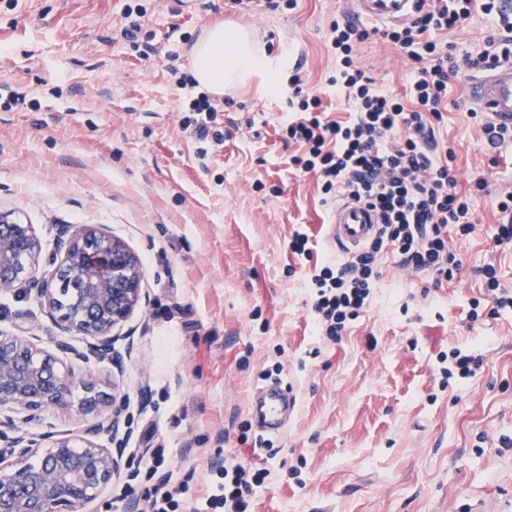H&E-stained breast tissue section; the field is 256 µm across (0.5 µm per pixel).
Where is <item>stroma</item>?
Here are the masks:
<instances>
[{
  "label": "stroma",
  "instance_id": "stroma-1",
  "mask_svg": "<svg viewBox=\"0 0 512 512\" xmlns=\"http://www.w3.org/2000/svg\"><path fill=\"white\" fill-rule=\"evenodd\" d=\"M141 6L152 38H121L125 5ZM344 0H296L246 14L229 0H0V212L33 225L43 254L62 225L95 226L140 260L142 302L115 328V378L125 398L118 438L127 452L163 451L164 470L189 476L185 512L202 508L214 464L232 455L267 469L251 512H473L499 498L512 512V311L494 312L481 270L494 264L512 291V246H500V196L512 191V141L491 147L466 112L464 72L450 81L443 134L456 149L459 190L473 193L469 235L449 233L460 263L447 284L378 261L370 308L341 342L316 334L308 282L331 257L330 206L317 178L298 176L277 128L283 102L266 75L225 91L223 145L198 158L181 129L185 94L159 48L171 27L184 70L217 24L243 27L276 81L299 72L324 87L336 63L329 23ZM493 26L480 10L446 35L478 52ZM357 63L379 88L404 94L414 74L373 35ZM484 189H477V181ZM305 232L312 254L291 252ZM29 329L51 347L57 330L22 289L0 292V333ZM460 346L481 367L444 379L439 358ZM292 389L287 432L261 434L252 413L266 377ZM77 410L48 408L27 430L80 435ZM248 443H241V436ZM267 445H253L256 437ZM142 479L123 472L92 512H139Z\"/></svg>",
  "mask_w": 512,
  "mask_h": 512
}]
</instances>
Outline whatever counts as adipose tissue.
<instances>
[{
	"mask_svg": "<svg viewBox=\"0 0 512 512\" xmlns=\"http://www.w3.org/2000/svg\"><path fill=\"white\" fill-rule=\"evenodd\" d=\"M192 68L202 86L220 94L225 88L267 72L268 62L245 30L230 32L218 25L207 30L194 47Z\"/></svg>",
	"mask_w": 512,
	"mask_h": 512,
	"instance_id": "adipose-tissue-1",
	"label": "adipose tissue"
}]
</instances>
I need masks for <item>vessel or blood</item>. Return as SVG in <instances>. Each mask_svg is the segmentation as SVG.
<instances>
[{"label":"vessel or blood","instance_id":"b4317fda","mask_svg":"<svg viewBox=\"0 0 512 512\" xmlns=\"http://www.w3.org/2000/svg\"><path fill=\"white\" fill-rule=\"evenodd\" d=\"M353 17L381 25L402 24L417 12L419 0H353ZM468 100L484 112L492 123L512 127V62L498 64L472 79L467 87ZM379 217L363 202L344 196L333 207L327 225V240L335 249L357 253L378 236ZM262 430L284 432L296 408V398L281 383L266 385L255 400Z\"/></svg>","mask_w":512,"mask_h":512}]
</instances>
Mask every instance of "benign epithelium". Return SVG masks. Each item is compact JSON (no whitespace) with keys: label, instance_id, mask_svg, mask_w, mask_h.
I'll return each instance as SVG.
<instances>
[{"label":"benign epithelium","instance_id":"obj_1","mask_svg":"<svg viewBox=\"0 0 512 512\" xmlns=\"http://www.w3.org/2000/svg\"><path fill=\"white\" fill-rule=\"evenodd\" d=\"M41 246L32 225L0 212V291L25 283V292L47 308L63 330L84 337L85 353L114 364L112 328L124 322L141 302L142 269L138 258L119 240L85 227L61 231L49 270L37 277ZM76 388L84 396L78 411L89 417L78 439L14 435L0 450V512H87L114 477L130 468L125 448L102 445L117 424L116 395L100 388L90 375L75 378L59 359L21 335L0 336V408L17 413L71 406ZM38 462H31L32 458Z\"/></svg>","mask_w":512,"mask_h":512}]
</instances>
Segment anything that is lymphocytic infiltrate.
<instances>
[{"mask_svg":"<svg viewBox=\"0 0 512 512\" xmlns=\"http://www.w3.org/2000/svg\"><path fill=\"white\" fill-rule=\"evenodd\" d=\"M473 0H422L414 19L382 30L384 39L415 63V74L406 97L377 88L354 61L357 46L370 32L349 18L333 20L329 43L336 59V74L329 84L344 94L349 118L330 119L322 98L304 91L303 80L292 75L297 101L282 127L285 144L301 152L293 163L304 173L318 175L325 197L347 194L365 202L381 218L380 237L369 250L350 259L326 260L311 278L312 311L319 336L341 340L348 326L369 305L379 273L376 257L392 250L401 266L432 271L437 280L449 281L459 267L448 249V234H469L474 222L472 196L459 192L451 166L456 158L448 142L438 141L435 127L448 110V86L459 71H485L512 59V12L502 0H482L483 14L495 20L482 51L460 56L434 39V31L456 28L472 13ZM171 74L179 89L189 91L183 129L199 143L198 157L221 144L219 130L222 102L194 89L191 76L180 68ZM152 475L140 496L147 512H181L187 483L161 472L158 457L134 459ZM222 479L211 486L205 500L212 512H247L252 487L260 485L265 469L225 464Z\"/></svg>","mask_w":512,"mask_h":512,"instance_id":"f902f5d3","label":"lymphocytic infiltrate"}]
</instances>
